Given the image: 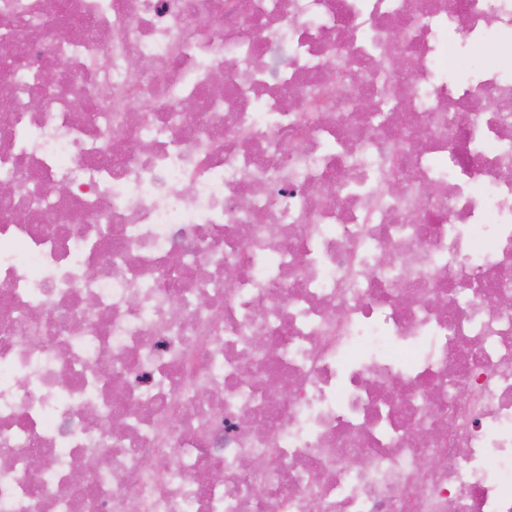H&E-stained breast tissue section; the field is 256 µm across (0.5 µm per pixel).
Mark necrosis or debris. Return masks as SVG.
<instances>
[{
	"label": "necrosis or debris",
	"mask_w": 512,
	"mask_h": 512,
	"mask_svg": "<svg viewBox=\"0 0 512 512\" xmlns=\"http://www.w3.org/2000/svg\"><path fill=\"white\" fill-rule=\"evenodd\" d=\"M3 21L0 512H512V0Z\"/></svg>",
	"instance_id": "necrosis-or-debris-1"
}]
</instances>
